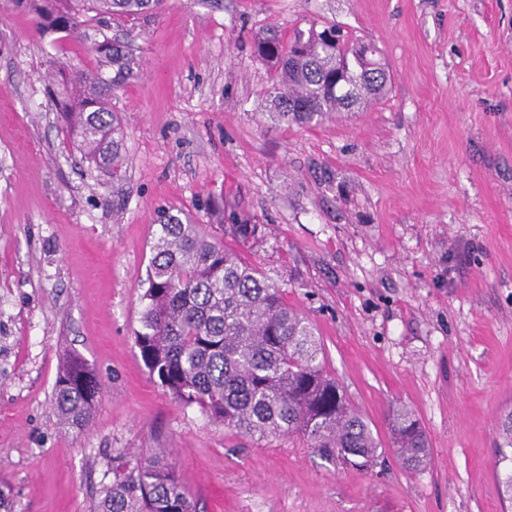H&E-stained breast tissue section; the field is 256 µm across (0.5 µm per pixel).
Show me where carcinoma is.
Wrapping results in <instances>:
<instances>
[{"mask_svg": "<svg viewBox=\"0 0 512 512\" xmlns=\"http://www.w3.org/2000/svg\"><path fill=\"white\" fill-rule=\"evenodd\" d=\"M31 12L42 34L82 35L103 15L135 16L162 0H14ZM358 40L332 24L309 29L285 44L276 33L257 38L254 56L275 68L273 112L279 122L317 124L327 113L351 111L379 96L384 69L354 54ZM299 57L288 62V51ZM112 66V89L132 70L116 40L96 44ZM60 120L73 149L90 169L118 179L126 158L118 113L102 95L99 71L57 61L50 72ZM213 224L172 210L156 212L147 287L134 344L150 377L177 402L197 407L212 422L250 439L297 434L316 448L359 467L379 443L323 368V348L312 324L288 305L280 287L225 241V229L247 243L256 224L224 225V209L209 205ZM101 390L97 376L71 355L54 386L60 423L76 431L92 419ZM393 447L409 470L429 456V440L415 415H389ZM96 512H197L188 489L163 455L125 465L103 487Z\"/></svg>", "mask_w": 512, "mask_h": 512, "instance_id": "carcinoma-1", "label": "carcinoma"}]
</instances>
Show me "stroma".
Instances as JSON below:
<instances>
[{
  "instance_id": "35a3bbf8",
  "label": "stroma",
  "mask_w": 512,
  "mask_h": 512,
  "mask_svg": "<svg viewBox=\"0 0 512 512\" xmlns=\"http://www.w3.org/2000/svg\"><path fill=\"white\" fill-rule=\"evenodd\" d=\"M335 23L373 44L383 98L311 126L270 120L253 38ZM133 54L111 93L121 180L81 165L50 60ZM222 201L242 247L315 326L327 373L381 445L359 470L298 435L247 440L170 399L137 348L155 211ZM79 354L102 384L65 429L56 378ZM424 427L404 467L388 413ZM512 0H165L40 35L0 0V512H94L123 462L164 450L199 512H512ZM94 51L105 65H112V90L119 87V83L132 70V58L128 55L124 46L115 39L104 40L96 44Z\"/></svg>"
}]
</instances>
